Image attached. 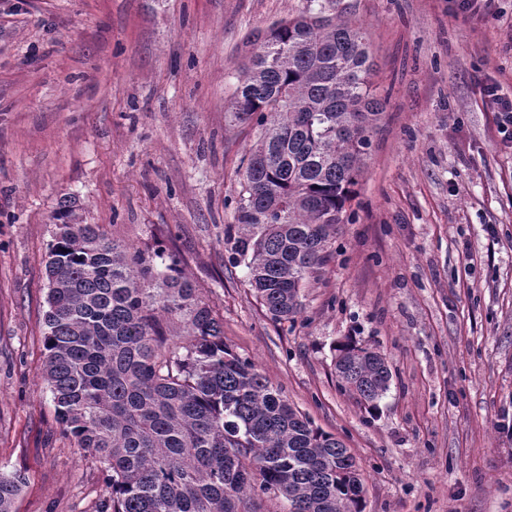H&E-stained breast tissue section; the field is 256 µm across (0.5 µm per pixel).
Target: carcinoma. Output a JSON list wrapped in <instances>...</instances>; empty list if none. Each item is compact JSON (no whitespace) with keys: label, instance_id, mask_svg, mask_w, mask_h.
I'll list each match as a JSON object with an SVG mask.
<instances>
[{"label":"carcinoma","instance_id":"cac0c4a2","mask_svg":"<svg viewBox=\"0 0 512 512\" xmlns=\"http://www.w3.org/2000/svg\"><path fill=\"white\" fill-rule=\"evenodd\" d=\"M373 72L366 32L322 9L247 43L230 111L257 138L224 244L276 323H296L349 220L383 110ZM75 218L54 217L43 375L63 432L104 465L100 512H363L355 457L224 344L180 255ZM334 351L339 389L376 411L386 357L353 338ZM24 481L0 473V512Z\"/></svg>","mask_w":512,"mask_h":512}]
</instances>
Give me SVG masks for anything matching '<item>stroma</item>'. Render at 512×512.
<instances>
[{
    "label": "stroma",
    "instance_id": "obj_1",
    "mask_svg": "<svg viewBox=\"0 0 512 512\" xmlns=\"http://www.w3.org/2000/svg\"><path fill=\"white\" fill-rule=\"evenodd\" d=\"M330 0L362 27L384 103L333 257L295 325L225 266L255 138L229 110L247 40L318 0H0V471L13 512H99L104 467L66 438L41 379L53 215L177 251L251 358L364 479L363 512H512V0ZM353 336L392 371L377 415L340 392ZM486 96L496 106L498 112L499 127L506 139L512 142V97L506 95L502 88L497 85L486 87ZM25 476L20 471L10 475L0 473V512H11L12 504L20 493Z\"/></svg>",
    "mask_w": 512,
    "mask_h": 512
}]
</instances>
